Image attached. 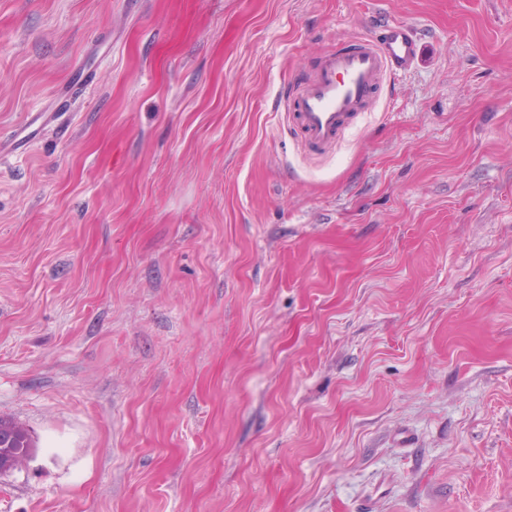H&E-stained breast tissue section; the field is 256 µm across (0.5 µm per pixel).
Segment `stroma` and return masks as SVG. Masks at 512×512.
<instances>
[{"instance_id": "stroma-1", "label": "stroma", "mask_w": 512, "mask_h": 512, "mask_svg": "<svg viewBox=\"0 0 512 512\" xmlns=\"http://www.w3.org/2000/svg\"><path fill=\"white\" fill-rule=\"evenodd\" d=\"M0 417V512H512V0H0ZM416 53L412 29L392 22L379 38L357 40L321 56L305 86L284 99L304 149L322 156L336 148L352 120L370 107L384 76L405 72ZM2 448L5 454L13 458L1 464L0 457V475L13 468L19 460L14 457L29 455L33 448V443L25 429L0 419V452H2Z\"/></svg>"}]
</instances>
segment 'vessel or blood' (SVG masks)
I'll return each instance as SVG.
<instances>
[{
  "label": "vessel or blood",
  "mask_w": 512,
  "mask_h": 512,
  "mask_svg": "<svg viewBox=\"0 0 512 512\" xmlns=\"http://www.w3.org/2000/svg\"><path fill=\"white\" fill-rule=\"evenodd\" d=\"M416 53L411 28L392 22L379 38L362 39L321 56L305 86L284 100L288 118L301 131L304 149L314 156L333 150L352 120L368 110L384 76L405 72Z\"/></svg>",
  "instance_id": "obj_1"
}]
</instances>
